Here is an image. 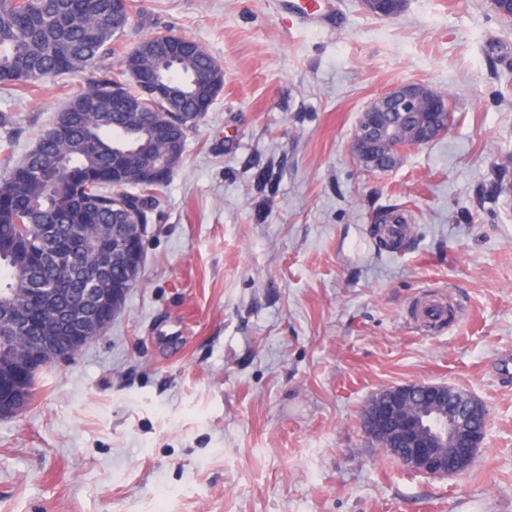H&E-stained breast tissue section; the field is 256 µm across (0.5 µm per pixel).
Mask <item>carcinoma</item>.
Here are the masks:
<instances>
[{
    "label": "carcinoma",
    "instance_id": "1",
    "mask_svg": "<svg viewBox=\"0 0 512 512\" xmlns=\"http://www.w3.org/2000/svg\"><path fill=\"white\" fill-rule=\"evenodd\" d=\"M113 0H0V88H23L45 78L99 69L115 52L121 35L112 25ZM194 42L186 37L141 39L120 61L121 71L89 80L73 96L36 146L0 181V323L17 311L30 320L52 321V310L80 304L96 287L97 260L112 252V236L124 219L112 204L114 186L124 203L149 224L154 191L172 171L163 167L169 141L183 139L180 113L205 114L224 88V71L206 52H196L166 70L174 98L143 95L124 83L129 71H160L158 49L164 42ZM427 119L417 111L401 123L409 142ZM47 224L76 227L85 244L83 258L63 268L31 246ZM37 327L19 332L15 351L33 345Z\"/></svg>",
    "mask_w": 512,
    "mask_h": 512
}]
</instances>
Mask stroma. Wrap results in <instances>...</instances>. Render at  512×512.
Listing matches in <instances>:
<instances>
[{"label":"stroma","instance_id":"stroma-1","mask_svg":"<svg viewBox=\"0 0 512 512\" xmlns=\"http://www.w3.org/2000/svg\"><path fill=\"white\" fill-rule=\"evenodd\" d=\"M119 41L199 43L224 89L155 192L146 262L100 336L0 418V512H512V21L489 0H407L381 18L325 0L335 32L280 0H134ZM0 93V180L88 85ZM420 83L453 122L398 164L363 167L362 112ZM409 231L381 247L375 218ZM438 287L431 334L407 319ZM461 388L488 411L467 471L427 478L366 436L381 389Z\"/></svg>","mask_w":512,"mask_h":512}]
</instances>
